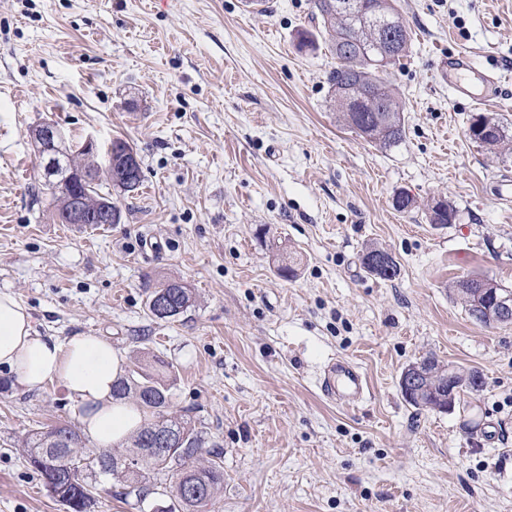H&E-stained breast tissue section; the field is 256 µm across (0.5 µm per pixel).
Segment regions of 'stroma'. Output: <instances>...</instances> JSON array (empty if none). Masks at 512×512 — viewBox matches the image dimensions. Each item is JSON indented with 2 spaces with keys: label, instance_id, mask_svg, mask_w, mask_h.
Returning <instances> with one entry per match:
<instances>
[{
  "label": "stroma",
  "instance_id": "stroma-1",
  "mask_svg": "<svg viewBox=\"0 0 512 512\" xmlns=\"http://www.w3.org/2000/svg\"><path fill=\"white\" fill-rule=\"evenodd\" d=\"M240 2L0 0V292L41 335L105 338L124 370L173 363L171 412L224 451L209 512H512V324L476 321L452 288L485 275L512 291V158L468 136L480 114L512 130V0H397L412 43L384 74L405 107L387 149L338 117L314 0ZM458 52L502 73L489 103L449 93ZM45 123L63 148L94 140L102 168L113 139L136 151L140 186L110 191L119 223H59L39 189ZM401 191L418 210H395ZM438 199L455 223H427ZM371 246L396 277L364 269ZM169 280L194 304L154 319ZM337 356L368 379L350 408L318 388ZM427 357L483 389L451 412L411 406L400 375ZM58 421L80 424L60 385L0 373V512H67L18 446ZM163 292L164 299L167 300L172 313L169 315H161L158 312L157 303L154 297ZM192 306V292L183 283L177 281H168L160 284L151 292L148 299L149 314L158 320H170L183 314Z\"/></svg>",
  "mask_w": 512,
  "mask_h": 512
}]
</instances>
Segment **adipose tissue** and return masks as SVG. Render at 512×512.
<instances>
[{
    "mask_svg": "<svg viewBox=\"0 0 512 512\" xmlns=\"http://www.w3.org/2000/svg\"><path fill=\"white\" fill-rule=\"evenodd\" d=\"M0 371L29 391L60 384L79 410L85 433L102 448L123 443L143 422L136 406L113 395L122 370L107 341L76 333L65 341L40 335L28 310L0 292Z\"/></svg>",
    "mask_w": 512,
    "mask_h": 512,
    "instance_id": "adipose-tissue-1",
    "label": "adipose tissue"
}]
</instances>
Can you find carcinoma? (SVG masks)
I'll return each mask as SVG.
<instances>
[{"label": "carcinoma", "mask_w": 512, "mask_h": 512, "mask_svg": "<svg viewBox=\"0 0 512 512\" xmlns=\"http://www.w3.org/2000/svg\"><path fill=\"white\" fill-rule=\"evenodd\" d=\"M361 8L351 13H338L331 6V0H315L321 24V33L327 35L331 51L340 64L332 71L329 81L332 87L334 105L341 112L343 120L360 137L392 147L401 142L405 134L403 105L396 93L382 80V69L360 56V46L379 41L389 25H395L394 34L401 50L393 62L404 57L411 35L395 6V0H353ZM357 86L366 92L358 110L350 111L343 97L348 87ZM488 121L495 125L489 133L474 139L479 146L489 150L497 158L512 157V134L495 118ZM62 173L70 168H83L90 173V181L79 186V198L86 207L97 206L104 196L102 181L95 155L80 149L75 154L65 155L60 160ZM125 177L112 182V186L132 191L142 182L141 165L132 171L123 170ZM74 191L65 188L52 194L57 202V216L61 223H69L66 211ZM426 218L431 224H453L457 211L446 201L439 203V209H428ZM486 278L473 276L456 281L457 295L467 311L473 310L474 286ZM162 293L171 309V314L158 312L154 297ZM192 306V292L183 283L168 281L151 292L148 299L149 314L158 320H170ZM425 374L427 389L420 400L410 405L418 408L438 409L440 398L446 395L444 383L448 380V369L427 357L420 362ZM171 366L161 360L149 362L120 378L115 387V396L130 399L144 415V425L133 437L129 449L124 453L86 446L81 434L68 423H57L48 428H38L28 435L24 442L28 460L40 473L45 486L69 512H89L94 501L95 486L83 477L86 471L99 469L120 482L121 490L116 496L121 499L134 498L140 504L156 493L154 477L164 474L176 477L175 463L170 448L155 443L156 437L167 431L184 436L177 447L181 465L190 472L196 484L198 495L187 497L182 492V483L170 484L171 494L178 501L179 510L169 512H199V509L215 504L217 495L224 490V452L220 449L203 448V432L196 425L191 411L174 414L168 411L170 398L169 378ZM484 385L483 375L471 370L465 372L461 392L478 391ZM208 458L200 466L196 462L203 455Z\"/></svg>", "instance_id": "carcinoma-1"}]
</instances>
